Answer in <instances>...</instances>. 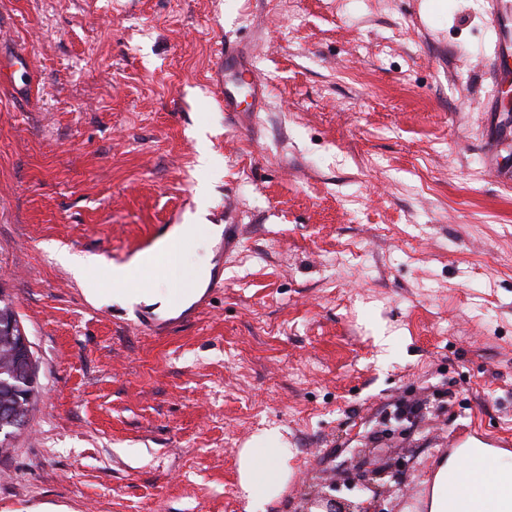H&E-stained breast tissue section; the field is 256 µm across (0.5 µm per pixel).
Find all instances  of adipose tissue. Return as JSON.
<instances>
[{"mask_svg": "<svg viewBox=\"0 0 512 512\" xmlns=\"http://www.w3.org/2000/svg\"><path fill=\"white\" fill-rule=\"evenodd\" d=\"M175 226L154 249L139 253L131 264L112 268L113 288L127 290L132 270H152L179 242L192 239L197 223ZM293 456L276 430L265 431L238 453V481L246 500L245 512H265L266 504L287 483ZM429 512H512V452L498 448L462 447L436 470Z\"/></svg>", "mask_w": 512, "mask_h": 512, "instance_id": "ef3b65f1", "label": "adipose tissue"}]
</instances>
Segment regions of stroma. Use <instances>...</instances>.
I'll return each instance as SVG.
<instances>
[{
	"instance_id": "obj_1",
	"label": "stroma",
	"mask_w": 512,
	"mask_h": 512,
	"mask_svg": "<svg viewBox=\"0 0 512 512\" xmlns=\"http://www.w3.org/2000/svg\"><path fill=\"white\" fill-rule=\"evenodd\" d=\"M495 40L487 0H0V289L38 366L0 512H245L237 454L271 428L293 457L268 512L359 498L363 467L392 470L379 512H428L453 448L512 450ZM223 44L260 110L228 69L225 111ZM201 208L242 227L185 250L224 286L157 334L110 269ZM59 249L100 257L101 297Z\"/></svg>"
}]
</instances>
